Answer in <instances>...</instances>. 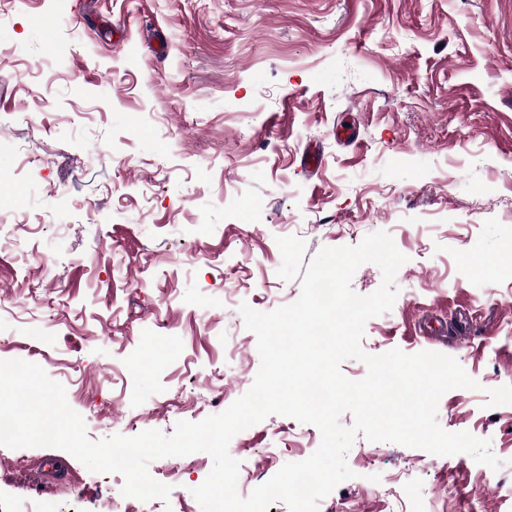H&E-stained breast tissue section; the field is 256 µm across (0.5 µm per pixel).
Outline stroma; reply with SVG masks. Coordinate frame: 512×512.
Wrapping results in <instances>:
<instances>
[{
    "instance_id": "obj_1",
    "label": "stroma",
    "mask_w": 512,
    "mask_h": 512,
    "mask_svg": "<svg viewBox=\"0 0 512 512\" xmlns=\"http://www.w3.org/2000/svg\"><path fill=\"white\" fill-rule=\"evenodd\" d=\"M0 360L40 365L90 439L172 434L227 409L260 367L241 305L293 303L326 247L388 233L405 255L363 350L434 351L477 389L437 421L470 456L357 437L334 512H512V0H0ZM20 48L21 56L11 55ZM349 125L351 140L337 138ZM317 148L320 169L301 163ZM489 269L475 272L472 259ZM272 415L229 444L269 480L320 445ZM123 497L121 474L0 446L19 494L97 512H201L193 488Z\"/></svg>"
}]
</instances>
